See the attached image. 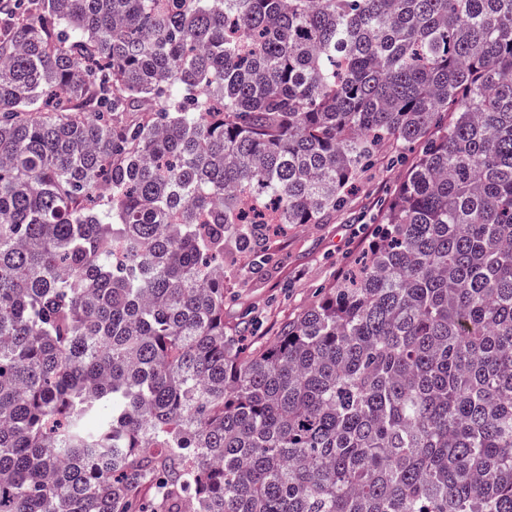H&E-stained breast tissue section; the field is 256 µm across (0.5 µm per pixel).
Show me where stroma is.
Segmentation results:
<instances>
[{
    "instance_id": "stroma-1",
    "label": "stroma",
    "mask_w": 512,
    "mask_h": 512,
    "mask_svg": "<svg viewBox=\"0 0 512 512\" xmlns=\"http://www.w3.org/2000/svg\"><path fill=\"white\" fill-rule=\"evenodd\" d=\"M420 144L385 143L374 165L325 223L288 227L273 239V259L224 290V329L256 348L336 285L378 237L381 205L405 179Z\"/></svg>"
}]
</instances>
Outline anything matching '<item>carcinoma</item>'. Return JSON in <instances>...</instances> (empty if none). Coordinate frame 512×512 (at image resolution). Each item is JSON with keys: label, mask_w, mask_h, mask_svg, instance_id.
<instances>
[{"label": "carcinoma", "mask_w": 512, "mask_h": 512, "mask_svg": "<svg viewBox=\"0 0 512 512\" xmlns=\"http://www.w3.org/2000/svg\"><path fill=\"white\" fill-rule=\"evenodd\" d=\"M0 512H512V0H17ZM423 141L244 350L224 276Z\"/></svg>", "instance_id": "1"}]
</instances>
